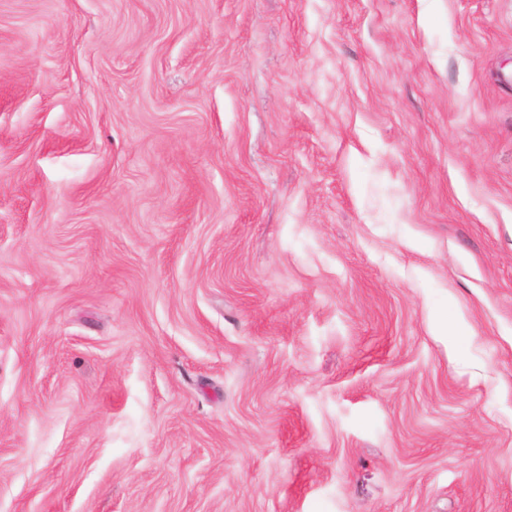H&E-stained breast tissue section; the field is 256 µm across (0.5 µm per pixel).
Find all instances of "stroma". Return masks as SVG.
<instances>
[{
  "label": "stroma",
  "mask_w": 512,
  "mask_h": 512,
  "mask_svg": "<svg viewBox=\"0 0 512 512\" xmlns=\"http://www.w3.org/2000/svg\"><path fill=\"white\" fill-rule=\"evenodd\" d=\"M0 512H512V0H0Z\"/></svg>",
  "instance_id": "1"
}]
</instances>
